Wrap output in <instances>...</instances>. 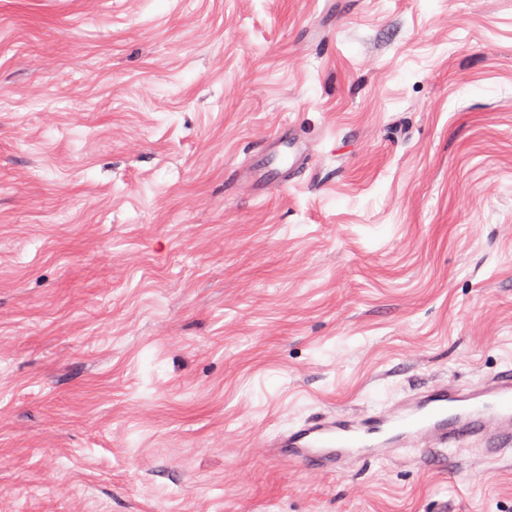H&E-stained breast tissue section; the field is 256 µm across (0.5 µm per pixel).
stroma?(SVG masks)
<instances>
[{"mask_svg": "<svg viewBox=\"0 0 512 512\" xmlns=\"http://www.w3.org/2000/svg\"><path fill=\"white\" fill-rule=\"evenodd\" d=\"M508 364L512 0H0V512H512L262 448ZM313 154L314 145L311 142L297 138L289 132L287 134L284 129L283 133L268 145L261 164L245 183L246 188L252 191L262 190L270 171H274L273 175L279 183H287L305 168ZM273 164H277V167L271 169L270 166Z\"/></svg>", "mask_w": 512, "mask_h": 512, "instance_id": "1", "label": "stroma"}]
</instances>
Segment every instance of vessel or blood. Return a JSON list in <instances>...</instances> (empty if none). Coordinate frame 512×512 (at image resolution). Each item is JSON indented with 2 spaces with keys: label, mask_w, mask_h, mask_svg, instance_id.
<instances>
[{
  "label": "vessel or blood",
  "mask_w": 512,
  "mask_h": 512,
  "mask_svg": "<svg viewBox=\"0 0 512 512\" xmlns=\"http://www.w3.org/2000/svg\"><path fill=\"white\" fill-rule=\"evenodd\" d=\"M313 144L281 134L246 183L262 190L268 175L288 182L305 168ZM424 440L429 456H449L453 449L477 445L483 455L501 459L512 450V371L504 370L484 385L463 391L445 385L414 394L399 406L361 419L325 416L304 421L269 439L271 453L286 463L332 470L348 459H365L390 448Z\"/></svg>",
  "instance_id": "b4317fda"
}]
</instances>
